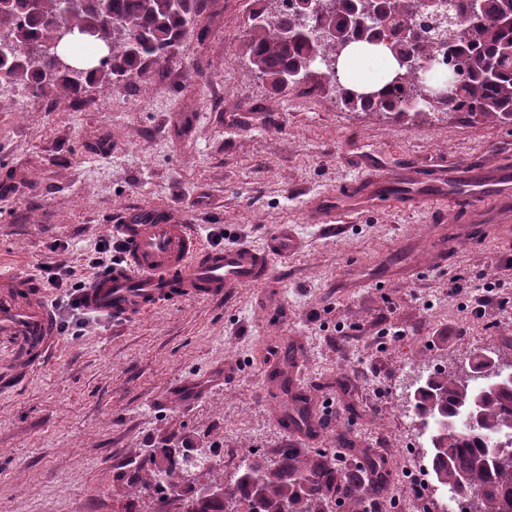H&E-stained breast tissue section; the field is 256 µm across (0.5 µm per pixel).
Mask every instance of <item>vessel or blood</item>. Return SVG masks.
I'll return each instance as SVG.
<instances>
[{"mask_svg": "<svg viewBox=\"0 0 512 512\" xmlns=\"http://www.w3.org/2000/svg\"><path fill=\"white\" fill-rule=\"evenodd\" d=\"M501 174L503 180L493 193L486 189L483 168L473 167L463 177L447 178V193H403L392 201L413 207L447 206L452 223L459 213L473 217L496 206L507 224L512 222V170L502 169ZM393 183L391 174L379 171L351 181L331 204H317L318 219L333 227L350 208L376 205L377 190ZM112 232L123 246V261L85 288L82 308L115 320L137 318L164 302L209 300L233 288L266 282L274 259L298 245L293 232L283 227L260 249H207L189 221L172 220L161 211L128 215L124 223L113 225ZM57 337V318L36 276L0 266V349L8 352L7 362L0 364V389L16 386L38 366Z\"/></svg>", "mask_w": 512, "mask_h": 512, "instance_id": "1", "label": "vessel or blood"}]
</instances>
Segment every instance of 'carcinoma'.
I'll return each instance as SVG.
<instances>
[{
  "label": "carcinoma",
  "instance_id": "obj_1",
  "mask_svg": "<svg viewBox=\"0 0 512 512\" xmlns=\"http://www.w3.org/2000/svg\"><path fill=\"white\" fill-rule=\"evenodd\" d=\"M181 0L176 10L168 0H108L104 11L98 0H86L83 8L71 12L66 0H42L34 12L29 0H8L0 9V35L8 37L11 68L0 78L39 97L51 93L78 95L93 85L110 86L129 81L150 65L170 64L182 36L197 24L207 2ZM294 0H275L262 12L260 23L251 26L247 60L252 69L276 89L308 91V84H329L336 103L348 110L381 111L395 116L409 113H461L480 116L512 126V0H485L481 18L466 15L465 0H457L452 17L455 24L448 35L431 37L406 47L414 65L401 70L398 80H388L377 97L354 102L342 82L338 66L320 59H308V42L302 36L288 41L280 32L296 24ZM335 8L308 19L311 26L336 29V38L349 34L345 25L348 5L329 0ZM376 17L359 31L360 43L370 34L379 39L396 38L406 28L421 24V0H373ZM98 33L95 40H77L66 51L89 68L76 77L55 68L52 59L36 53L54 40L57 23ZM123 26L136 40L131 52L123 44L112 48V56L101 58L103 40L112 34L111 25ZM316 67L312 81L282 83L285 74L304 61ZM428 83L453 84L447 100L420 113L411 107L421 78ZM485 380L477 390L472 382ZM415 411L436 422L431 440V468L436 480L453 490L455 499L468 505L463 512H512V451L497 450L493 438L512 434V380L479 373L466 381L451 372L430 375L413 394ZM187 467L176 457L166 458L160 474L138 478L131 492L150 493L160 485L171 491L180 488ZM371 481L363 467L336 468L325 453L309 455L299 448H285L274 461L259 456L246 458L242 470L224 485V492L203 497L191 495L184 512H358Z\"/></svg>",
  "mask_w": 512,
  "mask_h": 512
}]
</instances>
